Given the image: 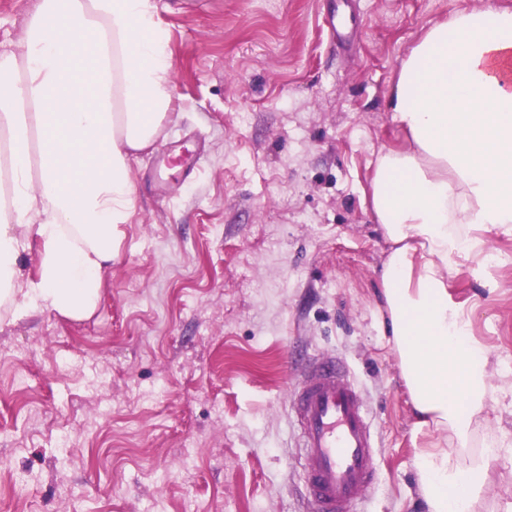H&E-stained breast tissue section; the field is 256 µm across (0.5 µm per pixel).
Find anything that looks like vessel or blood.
Returning <instances> with one entry per match:
<instances>
[{
  "mask_svg": "<svg viewBox=\"0 0 512 512\" xmlns=\"http://www.w3.org/2000/svg\"><path fill=\"white\" fill-rule=\"evenodd\" d=\"M313 512H355L379 450L361 390L339 357L309 359L292 391Z\"/></svg>",
  "mask_w": 512,
  "mask_h": 512,
  "instance_id": "1",
  "label": "vessel or blood"
}]
</instances>
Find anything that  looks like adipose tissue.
<instances>
[{"label": "adipose tissue", "mask_w": 512, "mask_h": 512, "mask_svg": "<svg viewBox=\"0 0 512 512\" xmlns=\"http://www.w3.org/2000/svg\"><path fill=\"white\" fill-rule=\"evenodd\" d=\"M173 74L153 0H36L20 44L0 52V315L95 311L136 209L131 161L161 136ZM388 108L402 139L379 152L364 194L389 246L382 323L417 426L447 434L415 457L426 512H473L512 443L470 450L495 363L448 279L486 256V235L512 237V11L426 28Z\"/></svg>", "instance_id": "obj_1"}]
</instances>
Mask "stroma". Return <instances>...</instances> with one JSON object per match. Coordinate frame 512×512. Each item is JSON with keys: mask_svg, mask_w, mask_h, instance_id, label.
Wrapping results in <instances>:
<instances>
[{"mask_svg": "<svg viewBox=\"0 0 512 512\" xmlns=\"http://www.w3.org/2000/svg\"><path fill=\"white\" fill-rule=\"evenodd\" d=\"M35 0H0V50ZM174 65L170 118L131 164L138 204L95 312L0 323V512H309L294 362L334 355L380 444L358 512H424L417 431L380 324L388 251L362 202L398 143L389 91L424 29L512 0H154ZM353 35L337 45L332 25ZM202 146L199 178L169 158ZM448 292L512 387V237ZM512 502L491 463L474 512Z\"/></svg>", "mask_w": 512, "mask_h": 512, "instance_id": "obj_1", "label": "stroma"}]
</instances>
